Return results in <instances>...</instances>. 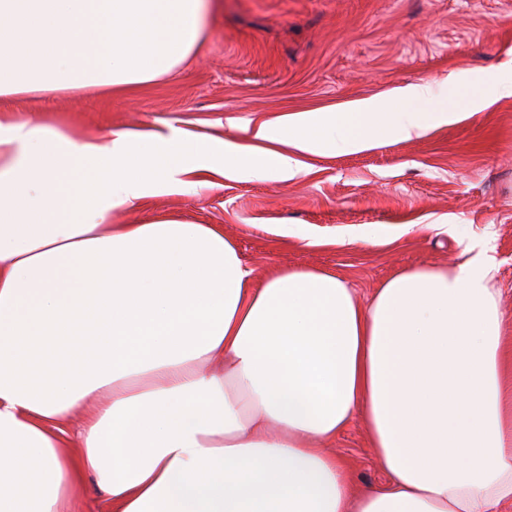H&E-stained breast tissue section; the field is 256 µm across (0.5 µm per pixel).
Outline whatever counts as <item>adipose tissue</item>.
<instances>
[{
	"mask_svg": "<svg viewBox=\"0 0 512 512\" xmlns=\"http://www.w3.org/2000/svg\"><path fill=\"white\" fill-rule=\"evenodd\" d=\"M212 0H0V96L110 91L189 59ZM433 87L294 112L217 141L174 127L73 139L0 119V512H71L93 478L112 512H506L512 376L494 261L404 270L361 305L338 276L253 282L209 224L119 222L154 183L289 179L464 120ZM81 414V448L66 424ZM361 418L388 480L355 487L323 449ZM50 475H13L15 449Z\"/></svg>",
	"mask_w": 512,
	"mask_h": 512,
	"instance_id": "obj_1",
	"label": "adipose tissue"
}]
</instances>
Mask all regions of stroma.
<instances>
[{"label":"stroma","mask_w":512,"mask_h":512,"mask_svg":"<svg viewBox=\"0 0 512 512\" xmlns=\"http://www.w3.org/2000/svg\"><path fill=\"white\" fill-rule=\"evenodd\" d=\"M195 54L158 80L112 93L0 97V111L64 127L77 140L170 127L232 138L256 119L336 111L427 82L432 109L465 113L420 138L302 157L288 180L240 176L192 192L152 188L124 222L215 224L254 281L275 269L342 277L361 304L420 266H449L465 245L495 259L496 299L512 323V0H222ZM478 97L488 105L469 114ZM358 241L343 242L347 233ZM315 238L301 246L298 235ZM328 448L358 485L385 473L360 423Z\"/></svg>","instance_id":"stroma-1"}]
</instances>
